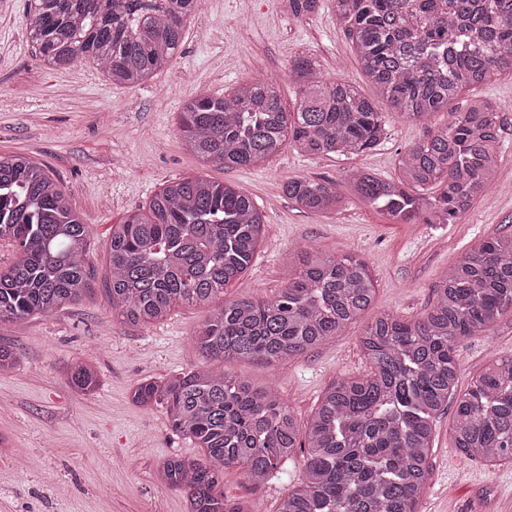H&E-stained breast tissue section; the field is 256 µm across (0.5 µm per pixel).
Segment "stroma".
<instances>
[{"label":"stroma","instance_id":"obj_1","mask_svg":"<svg viewBox=\"0 0 512 512\" xmlns=\"http://www.w3.org/2000/svg\"><path fill=\"white\" fill-rule=\"evenodd\" d=\"M27 0H0V155L21 154L46 167L91 231L87 262L92 291L50 315L0 324V345L14 367L0 373V512H187L185 494L157 478L172 457L201 459L164 411L131 400L134 388L206 366L194 334L210 315L206 304L180 305L148 328L113 316L104 291L113 225L169 180L203 175L246 191L265 216L260 246L247 273L227 289L230 298L276 297L288 282V258L354 252L376 280L375 311L406 319L429 307L433 287L460 254L486 238L512 236V76L494 75L462 93V101L501 104L503 130L495 185L452 224H396L348 197L340 212L297 209L284 196L294 177L340 182L361 168L383 179L399 175L401 152L428 129L447 123V111L427 123L391 119L390 136L355 157H308L284 144L279 156L245 168L201 166L179 131L183 102L205 90L224 94L259 79L276 80L282 104L293 111L298 84L288 74L294 56L318 60L328 79L342 77L369 98L376 91L362 73L329 11L297 19L281 0H202L170 64L134 87L112 85L92 60L49 70L35 58L25 26ZM363 324L283 366L230 361L227 372L274 389L300 422H307L324 390L343 377L368 373L358 338ZM512 354V313L487 336L458 346L457 393L466 392L492 359ZM93 365L98 388L78 392L67 381L72 363ZM453 411L436 422L421 512H512V463L490 467L461 454L450 430ZM302 478V458L253 487L240 469L224 472L228 498L261 502L276 512Z\"/></svg>","mask_w":512,"mask_h":512}]
</instances>
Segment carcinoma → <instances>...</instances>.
<instances>
[{
    "instance_id": "carcinoma-1",
    "label": "carcinoma",
    "mask_w": 512,
    "mask_h": 512,
    "mask_svg": "<svg viewBox=\"0 0 512 512\" xmlns=\"http://www.w3.org/2000/svg\"><path fill=\"white\" fill-rule=\"evenodd\" d=\"M27 32L40 60L67 68L91 58L112 84L135 87L181 47L199 0H29ZM377 93L323 77L298 56L289 72L301 85L287 112L277 83L244 84L231 94H197L180 130L203 164L248 167L294 143L308 157L360 155L388 138L389 117L423 121L448 107V122L399 157V177L349 170V191L397 224H451L493 185L501 106L475 100L451 107L491 74L512 75V0H330ZM321 0H288L306 18ZM283 191L301 209L335 212L334 182L298 177ZM263 213L240 188L190 176L166 182L147 211L112 226L105 293L112 312L147 328L179 305L208 303L195 345L213 362L284 365L325 344L368 314L376 282L351 253L292 262L273 299L225 298L251 266ZM89 224L59 184L23 155L0 156V241L17 260L0 269V323L48 315L92 290L85 260ZM414 320L394 312L372 319L360 337L371 364L362 377L325 389L306 424L272 390L225 371L190 370L146 381L132 393L161 408L172 429L195 441L204 461L171 458L158 479L184 492L187 512H259L224 495V470L241 468L258 486L301 449L304 478L277 512H420L436 419L456 400L455 448L490 466L512 462V354L498 356L456 395V348L488 335L512 312V237L462 253ZM68 382L89 394L95 367L77 362Z\"/></svg>"
}]
</instances>
